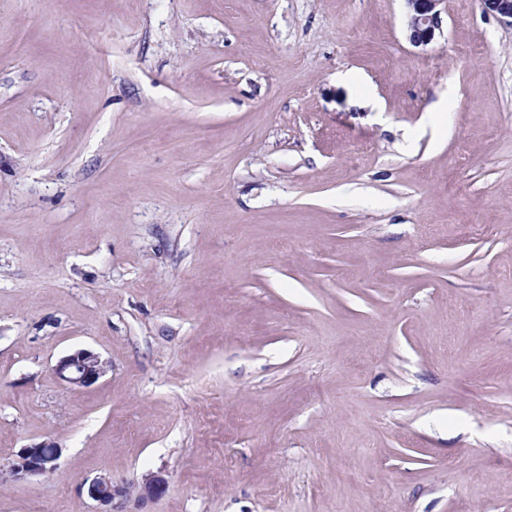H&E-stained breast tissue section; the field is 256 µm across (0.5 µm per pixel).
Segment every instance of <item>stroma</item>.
<instances>
[{"mask_svg":"<svg viewBox=\"0 0 512 512\" xmlns=\"http://www.w3.org/2000/svg\"><path fill=\"white\" fill-rule=\"evenodd\" d=\"M440 9L0 0V512H512V27ZM409 7L408 32L413 46L430 44L442 26L438 6L443 0H405ZM54 370L66 388H87L106 373L107 364L97 353L79 349L61 357ZM58 458L57 445L52 441H41L20 449L9 474L16 479L39 476L51 468L55 469ZM87 496L102 506H112L117 509L120 500L127 496V488L112 481V478L101 476L94 478L86 489Z\"/></svg>","mask_w":512,"mask_h":512,"instance_id":"obj_1","label":"stroma"}]
</instances>
